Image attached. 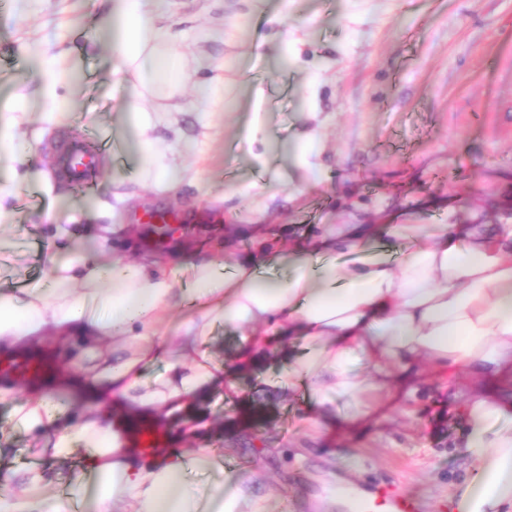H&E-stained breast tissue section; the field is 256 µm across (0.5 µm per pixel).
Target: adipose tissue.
I'll list each match as a JSON object with an SVG mask.
<instances>
[{
    "instance_id": "obj_1",
    "label": "adipose tissue",
    "mask_w": 512,
    "mask_h": 512,
    "mask_svg": "<svg viewBox=\"0 0 512 512\" xmlns=\"http://www.w3.org/2000/svg\"><path fill=\"white\" fill-rule=\"evenodd\" d=\"M122 28L114 50L121 83L145 100L155 85L167 97L182 90L171 77L178 61L174 34L155 26L143 0H119ZM458 198L448 221L420 224H323L283 240L261 225L233 224L224 257L177 255L184 281L158 261L105 265L93 250L55 265L49 287L0 293V362L53 347L76 371L54 378L74 404L60 408L39 388L14 410L18 426L52 444L40 463L14 469L0 484V512H72L84 490L48 496L63 482L62 464L80 457L95 480L94 512H266L248 480L228 473L199 495L191 472L221 468L206 448L137 447L131 424H164L222 391L244 367L269 354L288 353L286 385L310 392L314 432L357 434L366 422L388 420L387 406L413 397L425 364L448 373L471 369L489 379L512 375V197L488 214L459 220ZM249 238L245 253L233 241ZM185 342L172 351L158 333L174 310ZM242 330L233 363L214 364L209 334L220 323ZM366 358L372 373L353 370ZM167 360L154 381L144 369ZM357 402L352 414L335 400ZM467 446L480 463L475 485L458 489L457 512L512 507V402L494 390L468 395Z\"/></svg>"
}]
</instances>
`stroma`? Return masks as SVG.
Segmentation results:
<instances>
[{
    "mask_svg": "<svg viewBox=\"0 0 512 512\" xmlns=\"http://www.w3.org/2000/svg\"><path fill=\"white\" fill-rule=\"evenodd\" d=\"M155 23L176 34L190 73L178 104L129 108L118 85L106 0H17L0 5V286L40 288L60 246H85L91 224H123L97 249L133 263L152 251L140 218L174 211L185 228L165 244L206 256L228 224L270 228L392 218L448 221L443 200L472 203L512 186V0H149ZM62 77L46 82L43 54ZM54 98L60 113L41 108ZM154 122L149 164L125 148L135 110ZM267 138V171L247 145L253 120ZM316 134L315 170L289 148ZM119 143L83 191L56 179V150L75 138ZM286 362L270 357L208 396L197 410L223 438L209 445L250 476L269 512H345L365 490L410 500L415 512H451L449 499L478 468L466 448L464 397L435 369L419 392L360 436L310 444L298 394L279 386ZM16 397L0 400V446L18 462L49 440L19 428ZM272 415L266 447L227 430L240 403Z\"/></svg>",
    "mask_w": 512,
    "mask_h": 512,
    "instance_id": "35a3bbf8",
    "label": "stroma"
}]
</instances>
